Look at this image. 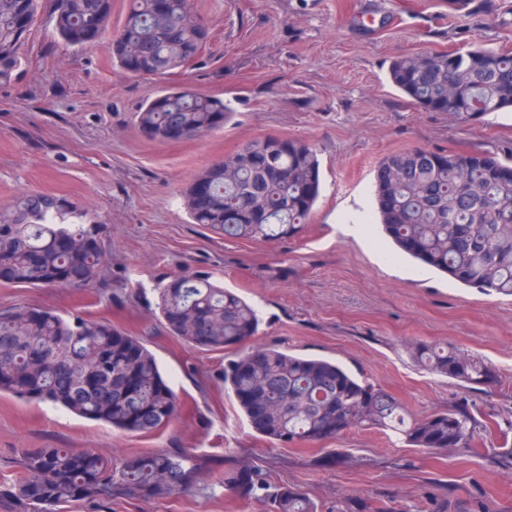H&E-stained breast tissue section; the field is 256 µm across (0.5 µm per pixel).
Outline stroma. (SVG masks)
<instances>
[{"mask_svg":"<svg viewBox=\"0 0 512 512\" xmlns=\"http://www.w3.org/2000/svg\"><path fill=\"white\" fill-rule=\"evenodd\" d=\"M194 0L210 40L192 66L163 78L112 66L105 49L53 38L45 5L27 62L0 84V210L50 193L88 211L106 264L82 288L0 281V310L25 304L78 312L143 339L183 405L150 436L120 432L52 406L0 396V474L24 448H71L122 459L184 448L199 474L171 497L113 498L111 512H269L224 487V474L258 469L303 490L318 512H512V297L456 284L391 258L377 225L343 224L374 208V172L387 154L512 151V112L458 122L408 103L387 81L401 55L483 45L512 51V0ZM186 85L235 113L220 131L179 142L145 138L138 107ZM311 144L322 191L302 232L279 241L229 240L190 223L182 194L196 174L265 136ZM199 270L239 290L261 312L258 343L326 358L423 417L468 401L479 426L469 450L428 453L375 429L295 446L253 432L218 374L228 360L163 332L161 279ZM449 342L490 365L488 392L466 391L416 366L417 342Z\"/></svg>","mask_w":512,"mask_h":512,"instance_id":"35a3bbf8","label":"stroma"}]
</instances>
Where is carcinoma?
Wrapping results in <instances>:
<instances>
[{
  "label": "carcinoma",
  "instance_id": "1",
  "mask_svg": "<svg viewBox=\"0 0 512 512\" xmlns=\"http://www.w3.org/2000/svg\"><path fill=\"white\" fill-rule=\"evenodd\" d=\"M154 0H130L119 30L112 33V0H56L54 33L67 46H99L124 70L135 61L157 77L198 60L210 38L191 0H170L164 26L153 21ZM40 0H0V81L7 82L24 62L27 40L16 26L19 15L37 17ZM391 84L421 107L440 95L450 101L456 121L512 110V52L484 46L434 51L396 58L388 69ZM233 112L224 100L189 87L168 88L136 112L141 132L164 141L177 122L192 139L220 130ZM282 173L267 176L262 166H239L229 178L218 164L202 170L209 179L210 202L194 203V185L183 194L190 223L226 239L272 241L302 228L321 192L315 149L300 140L271 156ZM374 177L376 207L369 223L380 226L407 256L461 285L512 296V153L460 152L443 155L414 148L384 156ZM260 205L267 222L252 224L250 209ZM87 214L46 194L22 196L0 211V276L32 287L80 288L106 262L98 225L77 224ZM163 331L208 351L232 350L220 374L250 428L274 445H296L334 438L353 428H378L413 448L443 451L470 447L472 417L467 405L421 418H409L390 393L340 364L291 354L271 344L236 352L254 338L262 317L237 293L207 273L173 276L158 289ZM413 361L466 387L489 388L496 372L483 360L448 343L418 342ZM136 379L129 389L128 375ZM51 404L114 430L152 435L177 414L179 401L158 362L141 339L107 321L44 309L36 317L19 305L0 312V395ZM265 404L257 417L255 406ZM184 451L170 450L126 458L119 473L100 456L70 448H25L13 461L14 478L0 485V512H58L71 501L101 502L117 492L127 498L168 497L196 482L195 469L183 465ZM236 494L266 502L271 512H317L299 489L277 485L260 471L243 469L224 476Z\"/></svg>",
  "mask_w": 512,
  "mask_h": 512
}]
</instances>
